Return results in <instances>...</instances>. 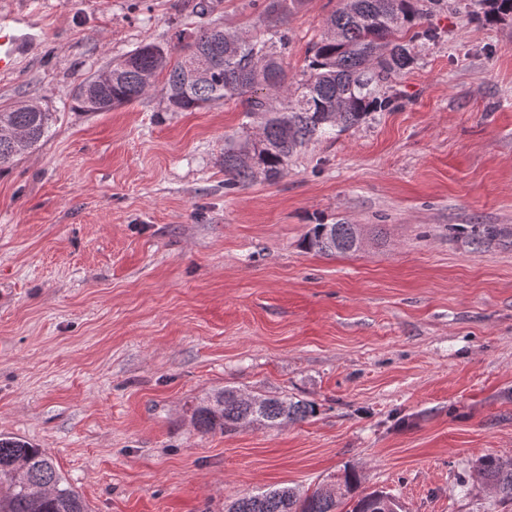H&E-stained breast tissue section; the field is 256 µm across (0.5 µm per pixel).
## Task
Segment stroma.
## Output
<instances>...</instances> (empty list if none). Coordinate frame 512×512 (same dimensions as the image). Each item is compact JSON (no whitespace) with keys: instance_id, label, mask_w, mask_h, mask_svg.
Returning <instances> with one entry per match:
<instances>
[{"instance_id":"1","label":"stroma","mask_w":512,"mask_h":512,"mask_svg":"<svg viewBox=\"0 0 512 512\" xmlns=\"http://www.w3.org/2000/svg\"><path fill=\"white\" fill-rule=\"evenodd\" d=\"M262 3L210 0L209 18L259 36ZM337 5L288 16L289 75ZM2 19L40 39L0 73V108L55 122L0 170V432L46 449L91 512H226L347 469L403 512H512L475 471L512 457V19L428 15L438 37L394 79L397 108L233 190L237 101L72 99L138 45L196 32L184 0H0ZM318 222L369 240L316 254ZM224 388L318 413L198 430L193 407Z\"/></svg>"}]
</instances>
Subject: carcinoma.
<instances>
[{
    "label": "carcinoma",
    "mask_w": 512,
    "mask_h": 512,
    "mask_svg": "<svg viewBox=\"0 0 512 512\" xmlns=\"http://www.w3.org/2000/svg\"><path fill=\"white\" fill-rule=\"evenodd\" d=\"M445 0H339L324 22L325 30L308 48L301 78L288 79L285 55L288 32L282 20L304 0H266V31L243 39L236 31L211 26L199 31L183 48L192 50L196 71L173 58L176 46L149 42L112 63V83L98 90L91 108L80 93L73 99L85 112H109L146 95L163 74L160 89L171 112H192L208 103L239 99L243 126L262 127V138L246 134L224 144V187L236 189L258 180L282 178L288 160L310 141L331 139L359 126L373 112L396 107L397 97L379 91L393 76L417 63L414 42L431 41L436 31L422 19ZM473 19L497 24L512 18V0H457ZM52 113L19 105L0 110V167L35 147L51 127ZM356 224H313L303 245L332 256L357 252ZM317 413L311 401L243 395L224 389L202 401L193 412L205 432L233 431L243 426L304 421ZM480 475L504 501H512V458L487 455ZM360 479L344 471L336 490L318 487L301 494L276 487L234 501L227 512H336L352 502L350 512H376L379 492H358ZM0 512H88L81 495L61 476L43 448L0 433Z\"/></svg>",
    "instance_id": "1"
}]
</instances>
